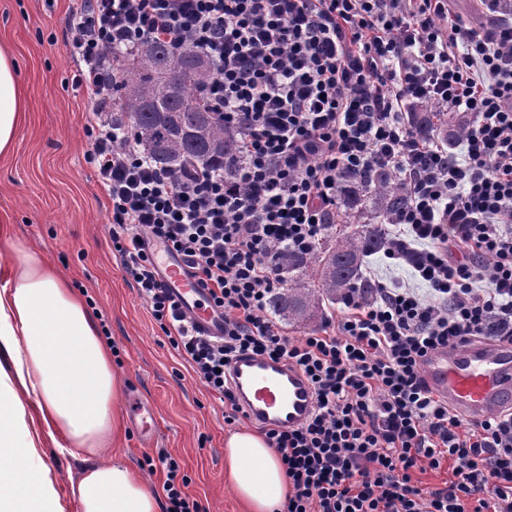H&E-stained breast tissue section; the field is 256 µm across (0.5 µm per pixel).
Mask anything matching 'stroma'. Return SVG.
Wrapping results in <instances>:
<instances>
[{"instance_id":"1","label":"stroma","mask_w":512,"mask_h":512,"mask_svg":"<svg viewBox=\"0 0 512 512\" xmlns=\"http://www.w3.org/2000/svg\"><path fill=\"white\" fill-rule=\"evenodd\" d=\"M67 6L68 0H0V42L13 50L28 112L13 152L0 158V216L23 244L71 277L110 336L124 400L123 427L108 458L129 465L156 491L162 476L150 473L145 459L171 456L206 512H246L224 484V440L233 426L124 280L112 252L109 203L85 159L90 100L73 82L78 61ZM40 454L56 478L63 512H75L68 479L79 476L82 462L50 445Z\"/></svg>"}]
</instances>
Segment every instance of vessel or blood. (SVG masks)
Masks as SVG:
<instances>
[{"label":"vessel or blood","mask_w":512,"mask_h":512,"mask_svg":"<svg viewBox=\"0 0 512 512\" xmlns=\"http://www.w3.org/2000/svg\"><path fill=\"white\" fill-rule=\"evenodd\" d=\"M153 257L189 325L207 336H223V314L209 307L206 289L185 273L183 262L160 245L154 246ZM423 378L449 409L468 421H482L512 408V344L475 341L439 348L425 360ZM228 379L250 419L269 428L298 427L316 407L305 376L284 360L237 355Z\"/></svg>","instance_id":"obj_1"}]
</instances>
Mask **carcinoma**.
Returning <instances> with one entry per match:
<instances>
[{
    "label": "carcinoma",
    "mask_w": 512,
    "mask_h": 512,
    "mask_svg": "<svg viewBox=\"0 0 512 512\" xmlns=\"http://www.w3.org/2000/svg\"><path fill=\"white\" fill-rule=\"evenodd\" d=\"M204 56L192 49L172 51L162 42H151L137 54L115 67V98L122 102L125 117L140 134L151 157L159 165L175 168L193 163L212 169L224 167L233 153L234 137L224 123L203 103L211 66L197 69ZM448 117V141L458 140L467 125L456 112L419 113L416 129L422 135L435 129L434 120ZM343 206L352 216L373 212L385 221L400 212L407 195L400 179L378 169L365 177H351L345 183ZM385 231L373 225L362 232L340 233L308 256L286 254L280 264L288 271V283L274 293L269 310L300 323L309 320L324 299L334 300L358 288L363 295L374 285L363 279V257L386 248ZM316 266L318 283L308 280L307 270Z\"/></svg>",
    "instance_id": "obj_1"
}]
</instances>
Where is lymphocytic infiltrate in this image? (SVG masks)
Listing matches in <instances>:
<instances>
[{
    "label": "lymphocytic infiltrate",
    "instance_id": "1",
    "mask_svg": "<svg viewBox=\"0 0 512 512\" xmlns=\"http://www.w3.org/2000/svg\"><path fill=\"white\" fill-rule=\"evenodd\" d=\"M486 2L492 19L473 24L449 20L448 0H71L86 160L124 278L226 424L245 418L224 377L238 353L288 361L313 388L302 426L263 431L290 484L282 512H512V412L463 422L421 375L438 347L512 342V10ZM153 41L210 60L230 171L161 167L112 113L114 54ZM423 107L468 116L462 156L412 127ZM376 167L408 193L384 255L417 286L347 291L340 320L288 336L266 313L281 256L311 254L346 177ZM153 240L223 310L222 339L190 331ZM145 463L164 475L166 512H205L177 462ZM443 468V486H420Z\"/></svg>",
    "mask_w": 512,
    "mask_h": 512
}]
</instances>
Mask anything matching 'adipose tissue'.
I'll list each match as a JSON object with an SVG mask.
<instances>
[{"label": "adipose tissue", "mask_w": 512, "mask_h": 512, "mask_svg": "<svg viewBox=\"0 0 512 512\" xmlns=\"http://www.w3.org/2000/svg\"><path fill=\"white\" fill-rule=\"evenodd\" d=\"M10 50L0 45V157L27 120ZM122 389L98 324L71 279L22 245L0 219V512H61L40 450L86 460L69 490L77 512H161L120 462L103 460ZM224 480L249 512H279L288 479L275 449L250 431L224 443Z\"/></svg>", "instance_id": "1"}]
</instances>
